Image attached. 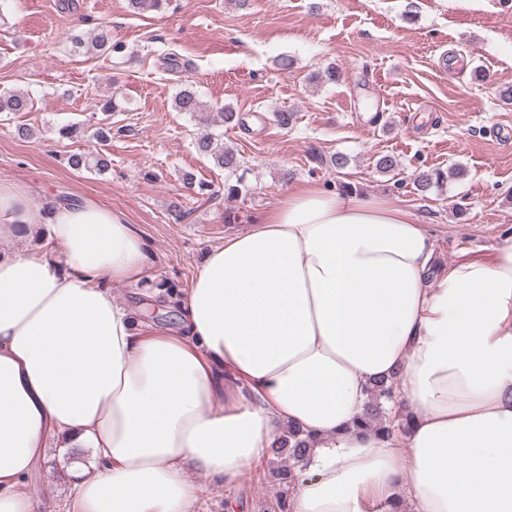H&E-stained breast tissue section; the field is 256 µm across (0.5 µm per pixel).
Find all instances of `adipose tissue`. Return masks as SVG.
<instances>
[{
  "label": "adipose tissue",
  "instance_id": "adipose-tissue-1",
  "mask_svg": "<svg viewBox=\"0 0 512 512\" xmlns=\"http://www.w3.org/2000/svg\"><path fill=\"white\" fill-rule=\"evenodd\" d=\"M0 512H33L27 477L57 440L90 450L70 512H191L233 486L285 425L311 440L290 512H512V237L428 276L435 246L375 196L291 192L212 247L177 326L112 295L146 277L124 213L38 206L0 181ZM392 379L409 429L359 431Z\"/></svg>",
  "mask_w": 512,
  "mask_h": 512
}]
</instances>
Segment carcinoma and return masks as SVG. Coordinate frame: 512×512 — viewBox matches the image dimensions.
Segmentation results:
<instances>
[{"mask_svg": "<svg viewBox=\"0 0 512 512\" xmlns=\"http://www.w3.org/2000/svg\"><path fill=\"white\" fill-rule=\"evenodd\" d=\"M74 52L82 55H103L112 49V34L106 25H100L87 39L79 36L72 37ZM32 98L20 92H0V115H14L19 112H28L32 108ZM176 111L184 112L194 118L200 133L195 139L197 152L205 157L213 159L217 166L224 169L228 176H233L242 167L243 161L238 153L224 147L223 134L213 131L215 127L214 114H219L226 124L241 123L237 112L229 107H220L216 110L204 104L195 91L182 89L174 99ZM101 109L107 114L105 122L101 123L95 136L98 140L106 142L112 138L111 116L114 112L121 111L120 103L112 98L102 104ZM69 165L75 170L105 171L111 166V159L101 153H73L68 158ZM447 180L441 170L431 169L419 172L414 176L413 185L418 194L424 196L433 188L440 187ZM395 391L393 385L383 382L375 384L369 394L365 412L357 423V427L365 428L377 433L391 434L395 431L396 419L386 413L385 404L393 401ZM310 447V440L300 436V430L294 427L288 428L278 446L272 449L274 456H285L293 464L297 465L306 460V452ZM251 477L262 482L267 476L278 480V486L288 485L291 470L284 467H276L270 470L263 466H254L250 470Z\"/></svg>", "mask_w": 512, "mask_h": 512, "instance_id": "carcinoma-1", "label": "carcinoma"}]
</instances>
